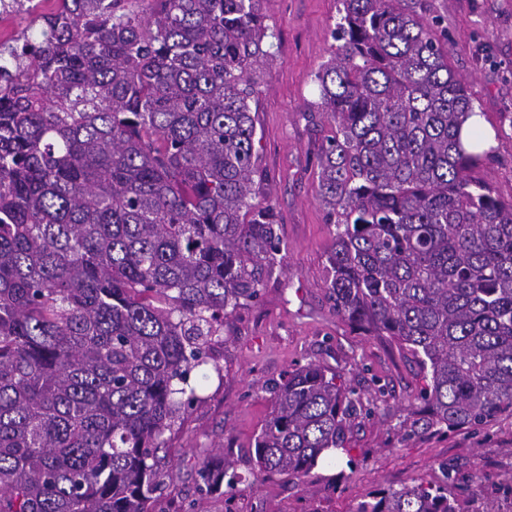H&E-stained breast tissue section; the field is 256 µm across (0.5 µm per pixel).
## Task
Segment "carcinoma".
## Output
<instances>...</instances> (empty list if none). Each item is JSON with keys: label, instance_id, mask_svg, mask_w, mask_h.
<instances>
[{"label": "carcinoma", "instance_id": "cac0c4a2", "mask_svg": "<svg viewBox=\"0 0 512 512\" xmlns=\"http://www.w3.org/2000/svg\"><path fill=\"white\" fill-rule=\"evenodd\" d=\"M57 0L0 52V512H153L164 435L224 326L282 272L261 191L249 69L262 0ZM418 0H339L315 75L331 126L318 196L336 226V316L414 359L424 433L512 415V204L470 178L474 113ZM251 475L302 482L347 450L361 397L300 365L267 388ZM197 491L233 496L234 461ZM355 512H501L442 478Z\"/></svg>", "mask_w": 512, "mask_h": 512}]
</instances>
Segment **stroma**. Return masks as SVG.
Masks as SVG:
<instances>
[{
    "instance_id": "1",
    "label": "stroma",
    "mask_w": 512,
    "mask_h": 512,
    "mask_svg": "<svg viewBox=\"0 0 512 512\" xmlns=\"http://www.w3.org/2000/svg\"><path fill=\"white\" fill-rule=\"evenodd\" d=\"M426 18L448 28V62L476 112L496 134L472 172L500 200L512 202V0H424ZM273 38L269 54L251 67V111L260 139V205L273 209L286 246L284 271L257 304L240 309L214 366L199 369L192 384L200 397L181 428L168 437L170 473L154 512L196 504L199 512H355L368 492L439 476L456 465L468 487L473 461L491 473L512 470V416L461 432H409L422 384L410 355L388 338L337 318L325 288L327 258L336 231L317 197L319 132L309 114L320 102L314 76L337 46L338 0H263ZM341 371L372 417L359 420L349 443L352 465L316 467L305 482L257 481L242 457L272 411L266 384L306 363ZM224 452L244 480L233 501L196 494L204 456Z\"/></svg>"
}]
</instances>
